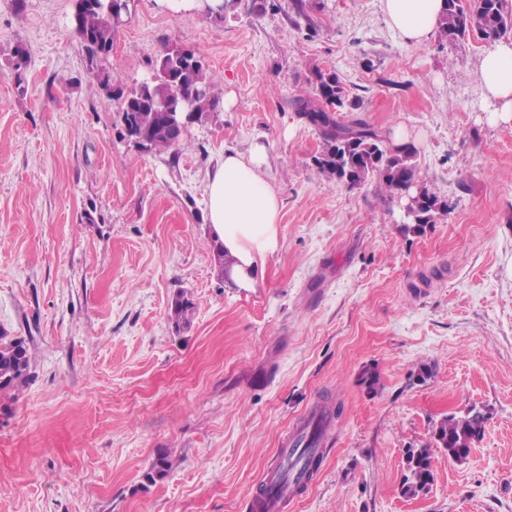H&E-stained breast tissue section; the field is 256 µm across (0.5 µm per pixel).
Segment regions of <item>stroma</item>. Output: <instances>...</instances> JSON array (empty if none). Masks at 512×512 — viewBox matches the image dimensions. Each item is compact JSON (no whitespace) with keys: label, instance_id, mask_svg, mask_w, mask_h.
Returning a JSON list of instances; mask_svg holds the SVG:
<instances>
[{"label":"stroma","instance_id":"1","mask_svg":"<svg viewBox=\"0 0 512 512\" xmlns=\"http://www.w3.org/2000/svg\"><path fill=\"white\" fill-rule=\"evenodd\" d=\"M275 2L218 17L134 0L109 72L134 87L177 44L227 99L158 152L119 135L74 0H0V333L32 354L0 397V512H249L325 405L330 445L286 512H512V121L484 101L487 45L406 43L383 0ZM317 69L384 136L406 130L447 216L410 224L378 180L318 174L321 139L292 105ZM257 144L280 248L240 288L215 263L206 185ZM181 289L196 308L178 330ZM470 406L482 440L461 464L436 452L431 491L402 497L405 448ZM159 448L173 467L151 485ZM196 303L185 290H179L172 298L169 306V319L176 329L188 325Z\"/></svg>","mask_w":512,"mask_h":512}]
</instances>
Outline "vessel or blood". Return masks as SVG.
Wrapping results in <instances>:
<instances>
[{"instance_id": "1", "label": "vessel or blood", "mask_w": 512, "mask_h": 512, "mask_svg": "<svg viewBox=\"0 0 512 512\" xmlns=\"http://www.w3.org/2000/svg\"><path fill=\"white\" fill-rule=\"evenodd\" d=\"M298 447L278 449L274 461L264 474L262 487L249 501L250 512H283L297 489L308 482V475L298 463Z\"/></svg>"}]
</instances>
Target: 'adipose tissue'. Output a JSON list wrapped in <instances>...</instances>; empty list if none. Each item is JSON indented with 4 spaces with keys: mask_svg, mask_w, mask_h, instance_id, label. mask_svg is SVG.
<instances>
[{
    "mask_svg": "<svg viewBox=\"0 0 512 512\" xmlns=\"http://www.w3.org/2000/svg\"><path fill=\"white\" fill-rule=\"evenodd\" d=\"M443 0H384L385 14L400 37L422 43L435 32ZM480 75L485 99L502 119L512 121V37L484 54ZM263 147L249 154L225 151L207 185V220L213 238L233 258L230 280L246 288L266 258L280 248L281 204L264 174Z\"/></svg>",
    "mask_w": 512,
    "mask_h": 512,
    "instance_id": "ef3b65f1",
    "label": "adipose tissue"
}]
</instances>
